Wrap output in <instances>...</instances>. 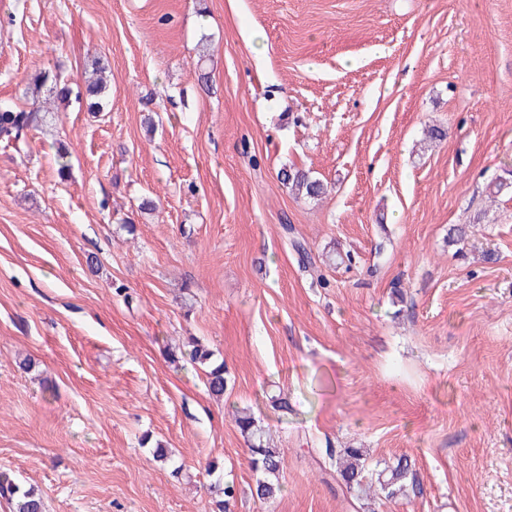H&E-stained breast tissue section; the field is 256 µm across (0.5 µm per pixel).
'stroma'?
<instances>
[{
	"mask_svg": "<svg viewBox=\"0 0 512 512\" xmlns=\"http://www.w3.org/2000/svg\"><path fill=\"white\" fill-rule=\"evenodd\" d=\"M97 58L104 111L45 91L0 145V469L46 512H217L212 461L234 512H512V0H0V102ZM238 408L284 455L265 504ZM329 447L418 490L363 505ZM278 177L297 195L308 199L317 200L327 191V186L322 180L313 177L311 172L296 166L284 167L279 171ZM189 345L191 349L188 353H182V357L188 356L189 361L203 368L206 378V387L208 391L215 396H223L227 387L228 379L226 378L224 362L217 363L212 360L213 353L205 347L199 340H193Z\"/></svg>",
	"mask_w": 512,
	"mask_h": 512,
	"instance_id": "obj_1",
	"label": "stroma"
}]
</instances>
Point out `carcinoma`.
<instances>
[{"label":"carcinoma","instance_id":"cac0c4a2","mask_svg":"<svg viewBox=\"0 0 512 512\" xmlns=\"http://www.w3.org/2000/svg\"><path fill=\"white\" fill-rule=\"evenodd\" d=\"M53 88L62 100L75 97L76 100L87 102L88 108L98 110L103 107V99L108 91L107 82L100 77L86 84L84 89L73 91L61 79H54ZM41 120L38 107L30 109L17 108L10 105H0V142L17 144L24 131L32 128ZM278 177L292 191L308 199L317 200L322 197L327 186L324 182L296 166L281 169ZM189 361L201 368L206 378L208 391L215 396L224 395L228 379L225 376L224 363L212 360L213 353L197 340L192 341L191 349L186 353ZM235 425L246 435L249 446L250 468L259 473L252 496L261 502L270 501L281 491V474L284 470V458L281 449L271 448L264 441L263 430L257 425L253 414L246 410H238L233 414ZM329 459H339L336 467V480L346 489L361 493L377 486L378 494L386 499H393L404 494L408 489H416L414 473L410 462L400 458L396 463L386 466L376 474L369 473L367 465L362 461L359 448L325 449ZM210 488L219 491L223 499L217 501L219 512H231V506L236 500V489L230 483L216 480ZM0 497L14 504V512H45L41 495L32 487L21 485L7 472L0 471Z\"/></svg>","mask_w":512,"mask_h":512}]
</instances>
